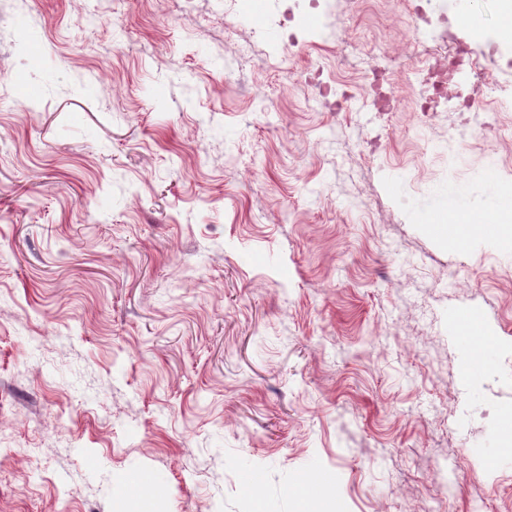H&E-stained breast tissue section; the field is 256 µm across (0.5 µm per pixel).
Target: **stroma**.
Returning <instances> with one entry per match:
<instances>
[{
    "instance_id": "1",
    "label": "stroma",
    "mask_w": 512,
    "mask_h": 512,
    "mask_svg": "<svg viewBox=\"0 0 512 512\" xmlns=\"http://www.w3.org/2000/svg\"><path fill=\"white\" fill-rule=\"evenodd\" d=\"M458 3L0 0V512H512V46ZM511 214L512 208H503L497 205V211L494 212L491 219L487 222L499 223L500 225L486 223L483 227V231L487 235H496L499 230V236L505 241L506 244H510L512 237V226H511Z\"/></svg>"
}]
</instances>
